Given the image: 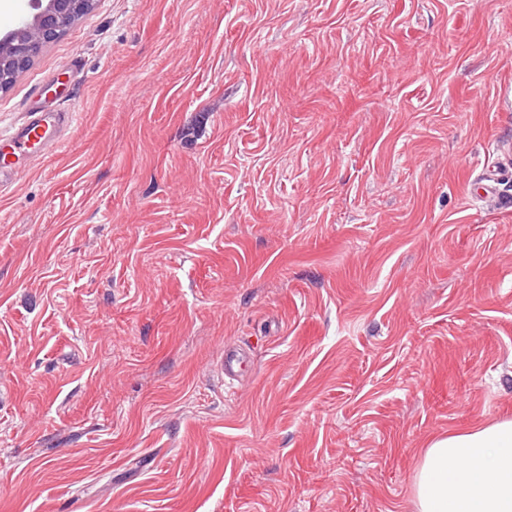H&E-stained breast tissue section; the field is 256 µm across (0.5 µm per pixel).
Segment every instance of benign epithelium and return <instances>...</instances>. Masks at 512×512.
<instances>
[{
  "label": "benign epithelium",
  "mask_w": 512,
  "mask_h": 512,
  "mask_svg": "<svg viewBox=\"0 0 512 512\" xmlns=\"http://www.w3.org/2000/svg\"><path fill=\"white\" fill-rule=\"evenodd\" d=\"M34 13L0 37V87L7 88L6 71L24 67L65 28L70 18L86 11L92 0H32Z\"/></svg>",
  "instance_id": "1"
}]
</instances>
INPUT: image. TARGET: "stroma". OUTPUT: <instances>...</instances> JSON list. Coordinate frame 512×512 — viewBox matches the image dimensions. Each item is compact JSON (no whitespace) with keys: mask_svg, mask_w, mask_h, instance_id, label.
<instances>
[{"mask_svg":"<svg viewBox=\"0 0 512 512\" xmlns=\"http://www.w3.org/2000/svg\"><path fill=\"white\" fill-rule=\"evenodd\" d=\"M56 81L0 189V512H413L431 438L512 419V0H94L0 131ZM44 106L30 110L28 118L8 133H0V187L5 175L12 173L14 166L10 156L22 154L27 149L37 147L41 155L55 152L66 142V133L74 122L72 112Z\"/></svg>","mask_w":512,"mask_h":512,"instance_id":"stroma-1","label":"stroma"}]
</instances>
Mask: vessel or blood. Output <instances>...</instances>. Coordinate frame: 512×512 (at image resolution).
I'll use <instances>...</instances> for the list:
<instances>
[{
	"mask_svg": "<svg viewBox=\"0 0 512 512\" xmlns=\"http://www.w3.org/2000/svg\"><path fill=\"white\" fill-rule=\"evenodd\" d=\"M73 122V113L44 106L30 111L26 121L10 132L0 133V179L12 173V156L33 147L45 154L61 148Z\"/></svg>",
	"mask_w": 512,
	"mask_h": 512,
	"instance_id": "obj_1",
	"label": "vessel or blood"
}]
</instances>
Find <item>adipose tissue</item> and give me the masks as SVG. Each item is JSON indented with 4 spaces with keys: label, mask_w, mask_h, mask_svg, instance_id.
Instances as JSON below:
<instances>
[{
    "label": "adipose tissue",
    "mask_w": 512,
    "mask_h": 512,
    "mask_svg": "<svg viewBox=\"0 0 512 512\" xmlns=\"http://www.w3.org/2000/svg\"><path fill=\"white\" fill-rule=\"evenodd\" d=\"M410 499L414 512H512V419L433 440Z\"/></svg>",
    "instance_id": "obj_1"
}]
</instances>
